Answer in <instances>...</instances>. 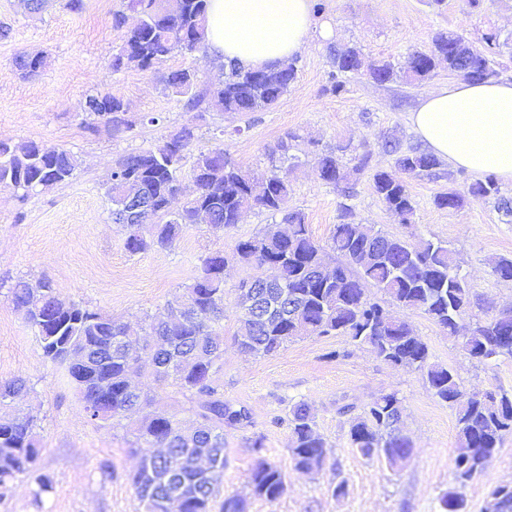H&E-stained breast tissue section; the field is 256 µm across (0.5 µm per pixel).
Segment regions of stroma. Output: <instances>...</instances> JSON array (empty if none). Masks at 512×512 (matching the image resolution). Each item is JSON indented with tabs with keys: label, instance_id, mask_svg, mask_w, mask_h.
<instances>
[{
	"label": "stroma",
	"instance_id": "stroma-1",
	"mask_svg": "<svg viewBox=\"0 0 512 512\" xmlns=\"http://www.w3.org/2000/svg\"><path fill=\"white\" fill-rule=\"evenodd\" d=\"M65 2L47 0L41 12L32 13L23 0H0V25L12 29L9 39L0 40V140L61 145L79 160L71 181L24 202L11 187L0 186V381L24 377L33 385L35 393L21 410L38 417V467L52 480L51 490L39 499L28 481H18L0 498V512H144L130 480L138 464L130 435L88 419L65 370L43 358L34 328L14 310L8 289L18 277L43 276L61 299L135 324L180 301L207 254H232L239 241L258 235L271 218L251 208L239 224L221 231L186 227L167 250L132 254L125 249V229L113 223L105 193L112 166L119 156L153 147L182 125L198 128L185 167H192L196 153L220 142L257 178L280 164L281 141L297 134L294 153L301 164L290 175L288 204L304 212L315 240L327 241L347 205L352 223L372 224L414 242H448L477 299L463 328L512 305V282L499 280L492 269L494 259L512 257V223L490 202L471 201L458 210L434 203L437 193L450 188L466 193L472 174L457 169L449 180L408 178L415 212L407 224L373 191V174L394 167L384 142L418 143L410 114L428 85L378 84L351 74L344 78V89L334 93L327 55L328 45H351L365 61L401 62L427 49L437 31L448 29L473 42L489 31L511 39L512 0H481L476 7L469 0H322L313 20L331 25L333 37L313 34L297 55V79L276 108L249 116L188 109L149 72L111 73L108 62L120 44L111 20L120 0H83L78 13L67 10ZM24 52L46 55L43 72L21 78L13 60ZM95 91L123 98L135 123L132 131L115 138L84 126V100ZM342 143L349 146L344 165L360 168L349 198L318 178L312 160L315 147ZM253 273L235 262L224 270V362L212 380L225 399L249 408L252 424L224 432L223 496L249 498L250 512H438L440 497L455 483L454 411L433 395L420 372L387 364L369 347L353 346L343 336L304 337L265 357L240 351L234 341L237 288ZM409 319L432 361L453 369L466 392L512 391V358L476 363L423 313H410ZM143 387L153 409L194 421L191 394L149 379ZM390 392L403 401L405 432L414 445L411 458L399 467L365 459L352 449L350 414L340 411L348 405L351 414L360 413L374 397ZM298 401L311 406L316 430L327 444L325 465L309 473L294 469L288 452V411ZM258 438L265 446L260 454L252 449ZM261 456L285 475L286 491L273 503L252 495L251 472ZM340 483L346 492L338 496L333 489ZM510 483L511 435L485 472L464 487L467 512H485L492 488Z\"/></svg>",
	"mask_w": 512,
	"mask_h": 512
}]
</instances>
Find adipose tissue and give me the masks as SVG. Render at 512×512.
I'll use <instances>...</instances> for the list:
<instances>
[{
    "label": "adipose tissue",
    "instance_id": "obj_1",
    "mask_svg": "<svg viewBox=\"0 0 512 512\" xmlns=\"http://www.w3.org/2000/svg\"><path fill=\"white\" fill-rule=\"evenodd\" d=\"M312 27L310 0H208L207 51L263 69L293 57ZM411 124L452 167L512 182V80L440 85L422 96Z\"/></svg>",
    "mask_w": 512,
    "mask_h": 512
}]
</instances>
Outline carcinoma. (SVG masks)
<instances>
[{
	"label": "carcinoma",
	"mask_w": 512,
	"mask_h": 512,
	"mask_svg": "<svg viewBox=\"0 0 512 512\" xmlns=\"http://www.w3.org/2000/svg\"><path fill=\"white\" fill-rule=\"evenodd\" d=\"M207 0H120L112 12V28L121 32V44L108 69L118 74L136 68L158 71L174 52L206 49ZM139 17L127 23L128 15ZM500 35L482 36L475 45L458 33H436L428 50L408 55L400 66L389 60L364 64L354 47H329L332 62L330 90L344 84L339 76L362 71L375 83L398 79L423 81L444 64L448 73L465 80L488 81L502 76L494 57L500 53ZM21 74L33 75L46 65V57L20 54L14 60ZM298 60L287 59L272 69L245 68L235 61L222 64L224 80L209 85L190 68L159 74L164 89L186 99L185 106L202 105L227 114L248 115L271 109L296 80ZM83 124L94 131L105 128L114 135L131 130L123 99L108 91L85 98ZM197 139L196 127L185 125L166 136L155 148L124 154L112 172L108 196L112 220L122 222L126 201L136 197L149 203L140 223L127 224L125 249L141 253L172 247L188 225L226 229L239 221L244 210L258 208L272 218L256 237L238 242L233 258L259 270L275 269L277 284L261 288L265 314L240 317L239 346L259 356L277 353L302 336H344L355 346L369 347L388 364L418 371L434 395L455 411L458 446L452 459L456 486L439 501L441 512H466L462 489L482 473L503 438L512 434V392L469 394L448 367L430 360L427 345L415 334L405 316H396L371 297V289L388 296L396 306L420 311L431 319L470 358L482 363L512 358V310L478 320L466 335L459 321L475 305L472 289L458 273L454 252L439 241L416 245L389 235L372 224L342 222L334 225L327 245L316 241L305 214L288 206L290 169L279 170L258 182L232 161L224 145L199 152L190 173L194 192L182 209L170 204L180 191L179 173L186 152ZM396 154L395 170H380L372 187L387 209L407 224L415 206L404 176L437 177L440 161L419 147L405 151L385 143ZM321 181L350 196L351 172L334 150L314 156ZM78 158L70 150L47 143L21 147L0 141V185L13 187L26 200L32 193L64 184L75 174ZM473 200H492L498 211L512 217V197L502 194L497 178L488 174L469 185L468 196L450 189L434 196L442 209L457 210ZM342 258L335 267L325 261V248ZM227 257L213 253L203 259L201 274L186 287L184 304L165 319L149 324L158 344L151 355L149 373L157 381L169 379L196 396L195 425L186 429L174 413L146 414L130 429L131 453L139 459L131 477L145 512H161V500L174 490L185 499V512H249L246 499L220 498L224 478V429L252 424L249 409L224 399L211 384L212 371L224 356V267ZM13 307L35 329L45 360L64 367L76 384L90 421H121L140 410L142 394L126 390L127 376L139 360L138 337L127 324L104 316L75 301L58 298L44 279L19 278L9 288ZM33 387L22 377L0 382V498L16 480L32 479L34 497L52 488L49 476L39 472L40 446L32 416H12L6 408L30 396ZM402 399L382 394L351 417V447L369 460L385 458L393 464L413 452L402 433ZM289 452L298 470L320 469L327 459L323 439L315 429L309 405L294 403L288 412ZM255 496L277 501L285 492L282 470L258 460L251 473Z\"/></svg>",
	"instance_id": "carcinoma-1"
}]
</instances>
